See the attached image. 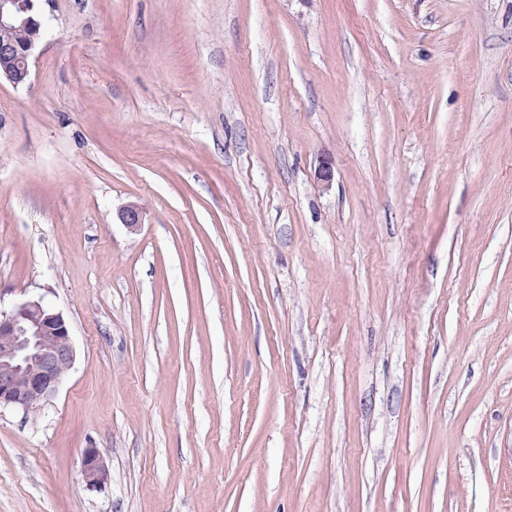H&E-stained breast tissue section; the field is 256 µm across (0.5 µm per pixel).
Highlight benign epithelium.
Instances as JSON below:
<instances>
[{"label": "benign epithelium", "mask_w": 512, "mask_h": 512, "mask_svg": "<svg viewBox=\"0 0 512 512\" xmlns=\"http://www.w3.org/2000/svg\"><path fill=\"white\" fill-rule=\"evenodd\" d=\"M38 0H0V30L14 38L0 42V80L14 86L31 79V60L40 36ZM120 221L134 230L142 224L138 205L120 212ZM75 351L63 313L27 299L10 312H0V407L25 412L40 407L57 393ZM82 471L87 489L101 490L109 473L96 448L83 453Z\"/></svg>", "instance_id": "benign-epithelium-1"}]
</instances>
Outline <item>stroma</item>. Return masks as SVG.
I'll return each instance as SVG.
<instances>
[{"instance_id": "obj_1", "label": "stroma", "mask_w": 512, "mask_h": 512, "mask_svg": "<svg viewBox=\"0 0 512 512\" xmlns=\"http://www.w3.org/2000/svg\"><path fill=\"white\" fill-rule=\"evenodd\" d=\"M38 15L0 311L76 358L0 408V512H512V0ZM82 471L87 489L98 491L107 484L108 469L97 448L85 449L82 458Z\"/></svg>"}]
</instances>
